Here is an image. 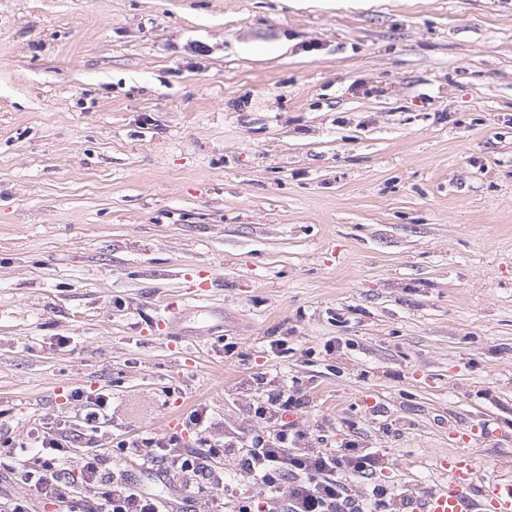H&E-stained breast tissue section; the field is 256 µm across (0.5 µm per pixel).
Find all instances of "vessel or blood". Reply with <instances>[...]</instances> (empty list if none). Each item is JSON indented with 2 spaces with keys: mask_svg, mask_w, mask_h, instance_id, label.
<instances>
[{
  "mask_svg": "<svg viewBox=\"0 0 512 512\" xmlns=\"http://www.w3.org/2000/svg\"><path fill=\"white\" fill-rule=\"evenodd\" d=\"M448 483L426 495L415 512H512V479H496L477 485L474 456L459 451L441 462Z\"/></svg>",
  "mask_w": 512,
  "mask_h": 512,
  "instance_id": "1",
  "label": "vessel or blood"
}]
</instances>
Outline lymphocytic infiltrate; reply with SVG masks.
Listing matches in <instances>:
<instances>
[{
    "instance_id": "obj_1",
    "label": "lymphocytic infiltrate",
    "mask_w": 512,
    "mask_h": 512,
    "mask_svg": "<svg viewBox=\"0 0 512 512\" xmlns=\"http://www.w3.org/2000/svg\"><path fill=\"white\" fill-rule=\"evenodd\" d=\"M71 398L81 407L74 419L40 426L21 441L22 447L39 452L36 465L25 473L35 494L66 508L79 502L81 512H169L157 495L108 468L100 451L83 457L76 473L60 468L78 436H98L112 421L110 393L77 388ZM305 405L299 391L279 384L266 386L254 409L262 426L246 438L224 435L209 411L197 407L183 423V431L197 436V448L185 446L183 432L138 437L130 445L142 459H162L198 495L223 484L224 457L233 454L240 469L269 493L279 512H407V499L381 484L371 493L352 494L348 477L374 478L386 467L384 454L362 448L351 438L329 451L313 448L310 433L283 419Z\"/></svg>"
}]
</instances>
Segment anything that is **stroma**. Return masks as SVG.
<instances>
[{
	"mask_svg": "<svg viewBox=\"0 0 512 512\" xmlns=\"http://www.w3.org/2000/svg\"><path fill=\"white\" fill-rule=\"evenodd\" d=\"M262 374L386 451L356 492L512 477V0H0V447L102 389L114 470L260 506L119 444L198 403L245 437ZM23 496L58 512L0 466Z\"/></svg>",
	"mask_w": 512,
	"mask_h": 512,
	"instance_id": "1",
	"label": "stroma"
}]
</instances>
